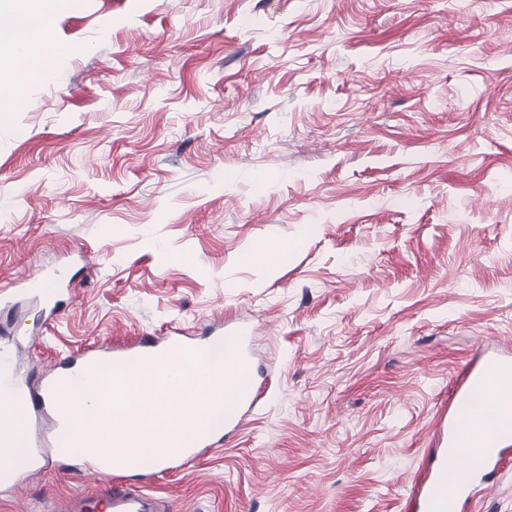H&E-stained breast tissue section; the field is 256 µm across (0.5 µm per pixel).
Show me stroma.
Masks as SVG:
<instances>
[{"instance_id": "obj_1", "label": "stroma", "mask_w": 512, "mask_h": 512, "mask_svg": "<svg viewBox=\"0 0 512 512\" xmlns=\"http://www.w3.org/2000/svg\"><path fill=\"white\" fill-rule=\"evenodd\" d=\"M48 48L0 126V285L68 284L0 308L19 373L249 328L265 396L149 494L409 512L476 336L512 341V0H62ZM75 467L0 512L112 482ZM284 250L285 246L282 243L272 242L251 255L249 260L257 265L273 268L280 263ZM186 343H190L188 341H183L178 336H163L153 338L150 341H146L141 343L137 349L133 352H116L112 353L109 350H99V349H89L85 351L78 360L72 361L69 367H73L83 360H87L90 358H97L100 360L109 359L112 360V365L120 364L124 359H126L130 355H137L141 358H147L154 353L158 352H166L170 353L175 360H177V355L182 351H191L193 350V345H189Z\"/></svg>"}]
</instances>
